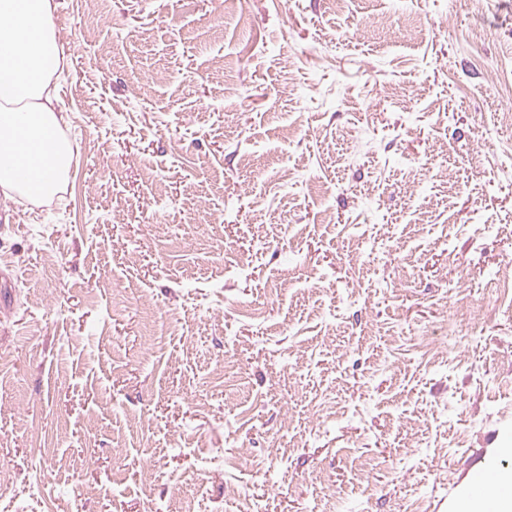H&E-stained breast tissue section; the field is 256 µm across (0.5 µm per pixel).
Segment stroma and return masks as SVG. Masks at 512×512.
<instances>
[{"label":"stroma","instance_id":"35a3bbf8","mask_svg":"<svg viewBox=\"0 0 512 512\" xmlns=\"http://www.w3.org/2000/svg\"><path fill=\"white\" fill-rule=\"evenodd\" d=\"M56 3L0 512H458L512 439V0Z\"/></svg>","mask_w":512,"mask_h":512}]
</instances>
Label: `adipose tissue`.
<instances>
[{"label": "adipose tissue", "mask_w": 512, "mask_h": 512, "mask_svg": "<svg viewBox=\"0 0 512 512\" xmlns=\"http://www.w3.org/2000/svg\"><path fill=\"white\" fill-rule=\"evenodd\" d=\"M55 0H0V194L55 196L73 149L54 79L66 60L53 25ZM462 512H512V470L467 496Z\"/></svg>", "instance_id": "adipose-tissue-1"}]
</instances>
